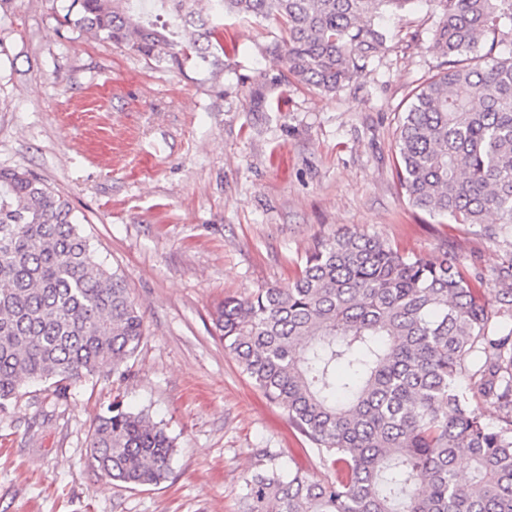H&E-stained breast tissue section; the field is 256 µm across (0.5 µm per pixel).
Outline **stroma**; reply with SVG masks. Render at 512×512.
Masks as SVG:
<instances>
[{
    "label": "stroma",
    "mask_w": 512,
    "mask_h": 512,
    "mask_svg": "<svg viewBox=\"0 0 512 512\" xmlns=\"http://www.w3.org/2000/svg\"><path fill=\"white\" fill-rule=\"evenodd\" d=\"M61 0H0V168L70 200L123 275L145 334L123 377L103 365L56 395L27 383L0 414V512H237L261 452L332 477L308 440L224 351L225 297L287 287L317 241L377 236L426 260L455 257L512 322V226L414 208L397 174L409 97L441 69L437 19L415 0L333 94L291 84L248 109L272 66L265 24L224 20L238 52L220 82L156 65L69 25ZM174 438L160 485L103 477L89 446L113 399Z\"/></svg>",
    "instance_id": "35a3bbf8"
}]
</instances>
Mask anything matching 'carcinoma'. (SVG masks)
Segmentation results:
<instances>
[{"label":"carcinoma","instance_id":"cac0c4a2","mask_svg":"<svg viewBox=\"0 0 512 512\" xmlns=\"http://www.w3.org/2000/svg\"><path fill=\"white\" fill-rule=\"evenodd\" d=\"M67 23L153 60L213 77L236 51L224 15L275 26L282 68L265 74L334 93L385 34L373 19L413 0H62ZM446 70L412 92L397 177L415 208L457 224H512V0H429ZM69 202L0 169V412L27 381L68 386L112 363L125 375L144 326L123 276L99 262ZM457 259L424 260L342 233L306 254L288 288L228 299L215 326L242 373L287 415L336 478L269 466L245 479L239 512H512V326ZM504 425L470 407V387ZM172 439L113 401L90 453L111 480L158 485ZM472 463L462 482L458 459Z\"/></svg>","mask_w":512,"mask_h":512}]
</instances>
